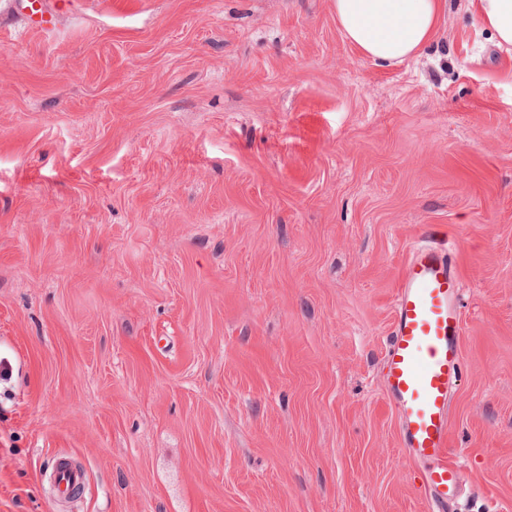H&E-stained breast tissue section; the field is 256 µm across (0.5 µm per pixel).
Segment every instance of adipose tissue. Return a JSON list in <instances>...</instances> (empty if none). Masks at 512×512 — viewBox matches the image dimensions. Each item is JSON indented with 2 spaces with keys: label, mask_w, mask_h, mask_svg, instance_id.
Returning a JSON list of instances; mask_svg holds the SVG:
<instances>
[{
  "label": "adipose tissue",
  "mask_w": 512,
  "mask_h": 512,
  "mask_svg": "<svg viewBox=\"0 0 512 512\" xmlns=\"http://www.w3.org/2000/svg\"><path fill=\"white\" fill-rule=\"evenodd\" d=\"M484 32L512 46V0H470ZM336 21L358 54L379 67L418 55L433 39L442 0H333Z\"/></svg>",
  "instance_id": "adipose-tissue-1"
}]
</instances>
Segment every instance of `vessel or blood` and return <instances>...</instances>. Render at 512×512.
Returning <instances> with one entry per match:
<instances>
[{
  "mask_svg": "<svg viewBox=\"0 0 512 512\" xmlns=\"http://www.w3.org/2000/svg\"><path fill=\"white\" fill-rule=\"evenodd\" d=\"M21 19L47 30L46 0H12ZM462 281L445 248L420 246L405 263L394 301L387 381L411 455L433 460L426 479L440 502L455 497V469L447 458L448 394L462 373Z\"/></svg>",
  "mask_w": 512,
  "mask_h": 512,
  "instance_id": "obj_1",
  "label": "vessel or blood"
}]
</instances>
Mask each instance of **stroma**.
Instances as JSON below:
<instances>
[{"instance_id": "35a3bbf8", "label": "stroma", "mask_w": 512, "mask_h": 512, "mask_svg": "<svg viewBox=\"0 0 512 512\" xmlns=\"http://www.w3.org/2000/svg\"><path fill=\"white\" fill-rule=\"evenodd\" d=\"M51 2L0 0V512H512V51L469 0L388 68L332 0ZM425 243L444 507L385 369ZM10 3L20 13L19 18L43 30L50 29L53 18L45 0H12ZM58 491L65 495L75 487H80L85 481V472L79 467H63L57 472Z\"/></svg>"}]
</instances>
